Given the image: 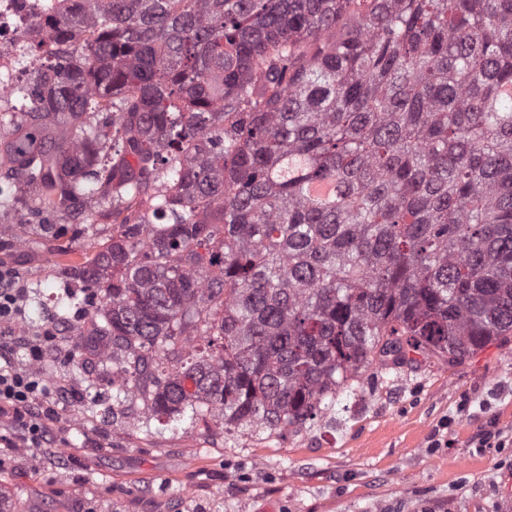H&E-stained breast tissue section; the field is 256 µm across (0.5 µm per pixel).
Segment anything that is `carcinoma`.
<instances>
[{
	"label": "carcinoma",
	"instance_id": "1",
	"mask_svg": "<svg viewBox=\"0 0 512 512\" xmlns=\"http://www.w3.org/2000/svg\"><path fill=\"white\" fill-rule=\"evenodd\" d=\"M80 2L45 37L84 63L31 52L0 162L112 219L60 264L101 297L70 352L112 345V417L298 430L373 364L512 334V0Z\"/></svg>",
	"mask_w": 512,
	"mask_h": 512
}]
</instances>
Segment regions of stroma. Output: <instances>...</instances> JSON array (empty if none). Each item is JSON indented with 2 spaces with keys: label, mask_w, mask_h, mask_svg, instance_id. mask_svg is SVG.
Wrapping results in <instances>:
<instances>
[{
  "label": "stroma",
  "mask_w": 512,
  "mask_h": 512,
  "mask_svg": "<svg viewBox=\"0 0 512 512\" xmlns=\"http://www.w3.org/2000/svg\"><path fill=\"white\" fill-rule=\"evenodd\" d=\"M0 262L52 275L112 224L17 225ZM300 431L102 421L71 405L45 448L0 447L25 512H512V335L463 362L385 371ZM500 433L504 448L479 440Z\"/></svg>",
  "instance_id": "stroma-1"
}]
</instances>
